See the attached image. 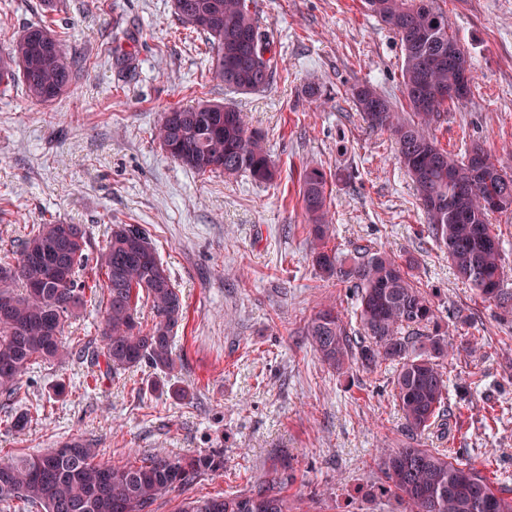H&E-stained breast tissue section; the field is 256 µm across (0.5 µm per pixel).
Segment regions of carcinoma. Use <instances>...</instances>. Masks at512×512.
I'll return each instance as SVG.
<instances>
[{"mask_svg": "<svg viewBox=\"0 0 512 512\" xmlns=\"http://www.w3.org/2000/svg\"><path fill=\"white\" fill-rule=\"evenodd\" d=\"M177 19L202 36L210 52L208 78L236 92L269 87L276 74L271 33L263 31L249 0H172ZM401 42L404 55L401 111L367 83L349 95L372 129L389 134L401 168L412 180L426 216L427 232L448 255L457 276L475 297L512 313V289L503 287L502 248L490 216L512 210V175L480 144L458 156L436 141L434 131L453 96L432 100L434 91L471 92L465 49L449 32L438 0H363ZM132 39L120 22L112 25L113 50ZM75 79L64 44L53 24L34 23L0 51V85L19 81L34 104L61 97ZM156 138L168 157L197 174L245 175L256 184L277 181L263 136L249 129L230 104L200 100L170 106L161 113ZM328 174L304 171L302 204L308 220L313 263L328 279L355 289L358 327L334 307L318 310L305 336L329 369L357 366L373 372L394 367L393 393L405 420L407 440L381 451L383 491L406 504L407 512H512V497L469 461L437 448H421L418 438L437 428L448 432L450 378L448 350L472 352L477 339L458 344L441 331L440 315L414 281V256L396 259L384 249L329 247L333 224L327 207ZM497 198L509 203L494 207ZM65 225H31L20 244L0 255V394L14 396L36 365L63 364L76 356L116 374L142 364L162 372L176 368L172 342L184 320V304L146 233L135 224H114L96 263L89 264L88 239L81 234L60 245ZM102 291L103 351L64 341L68 319L78 316ZM150 304L151 326L136 317L140 300ZM53 459L22 455L0 463V499L18 500L38 512H153L161 496L197 483L224 469L219 453L171 457L155 453L139 465L110 466L97 461L93 444L73 439L52 451ZM275 477L248 491L201 496L178 512H297L288 499L294 480L290 457L283 455Z\"/></svg>", "mask_w": 512, "mask_h": 512, "instance_id": "cac0c4a2", "label": "carcinoma"}]
</instances>
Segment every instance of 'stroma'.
Listing matches in <instances>:
<instances>
[{
	"label": "stroma",
	"mask_w": 512,
	"mask_h": 512,
	"mask_svg": "<svg viewBox=\"0 0 512 512\" xmlns=\"http://www.w3.org/2000/svg\"><path fill=\"white\" fill-rule=\"evenodd\" d=\"M0 0V48L52 17L76 72L70 91L40 105L21 84L0 93V251L29 224H77L97 256L116 224L150 236L179 289L177 368L142 365L117 376L87 361L36 367L16 401L0 402V458L34 455L71 438L97 445L98 459L124 465L155 452L220 450L224 470L157 500L177 512L200 496L239 492L270 480L281 453L293 458L290 497L303 512H405L380 495L379 448L405 442L391 370L339 374L305 336L324 305L351 311L354 291L313 265L300 185L308 168L344 170L327 205L335 246L382 247L418 258L417 276L451 338L476 337L454 354L447 448L477 469L503 473L512 489V315L476 299L430 239L412 183L388 134L367 128L348 95L369 82L402 99L398 36L362 0H251L272 32L277 76L266 90L231 93L205 76L203 38L187 37L171 0ZM470 60L472 91L449 105L436 130L460 152L480 142L512 171V0H438ZM138 66L107 50L113 22ZM319 94L307 97V86ZM231 102L260 131L280 172L275 185L244 176L200 175L172 162L154 137L161 112L198 99ZM65 384L53 397L56 384ZM45 405L38 424L11 429L16 413Z\"/></svg>",
	"instance_id": "stroma-1"
}]
</instances>
